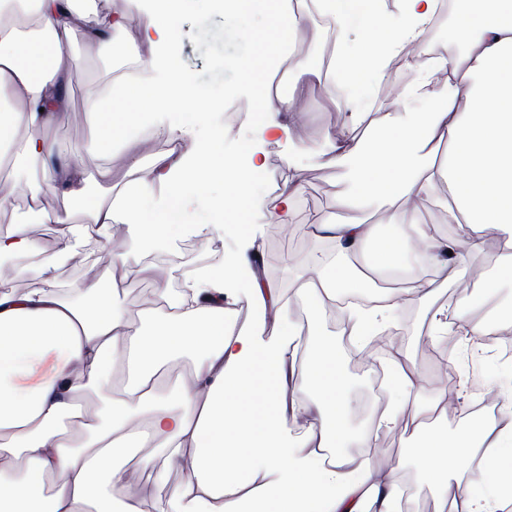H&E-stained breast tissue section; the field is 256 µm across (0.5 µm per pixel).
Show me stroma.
Masks as SVG:
<instances>
[{"instance_id":"stroma-1","label":"stroma","mask_w":512,"mask_h":512,"mask_svg":"<svg viewBox=\"0 0 512 512\" xmlns=\"http://www.w3.org/2000/svg\"><path fill=\"white\" fill-rule=\"evenodd\" d=\"M328 31L321 22H313L312 30L298 52L283 68L288 82H295L300 72L323 55ZM257 40L253 32H244L225 26L222 15L199 5H190L183 16V38L180 64L189 71L197 85L214 94L223 96L225 108L207 113L204 121L207 129L223 131L224 151L233 153L238 135L245 126L229 119L228 108L251 111L254 102L243 79L242 71L234 65L235 59L254 56ZM71 74V113L65 123L52 126L45 131L47 138L70 145L83 166L97 172L112 169L122 173L128 170L125 151L121 144H113L111 155H104L87 146V134L94 121L92 101L105 87L117 66L114 57L101 54L87 43L82 35H74L65 49ZM416 73L410 65L395 68L385 76L374 80L363 116L347 112L344 105L329 108L317 78H310L309 85L301 96L307 127L294 132L287 143L265 145L267 181L261 188L263 203L253 211L251 221L259 229L260 245H267L270 236H277L281 248L274 264L265 265V283L278 288L284 300L292 302V285L299 270L295 264L300 250L291 235L281 232L278 225L267 223L266 210L273 206L278 188L289 174V163L304 168L301 188L296 197L293 222L306 224L312 212L336 214L339 196L347 184L340 171L308 156L310 137L322 132L340 137L352 132L359 136L375 134L376 120L395 115L405 81L415 80ZM237 243L233 231H220L209 227L200 235L182 233L170 237L165 252L170 260L164 263L167 283H174V274L182 270L181 263L186 251H193L194 259L203 263L208 259L232 250ZM503 241L495 237L485 240L484 252L472 260V276L464 282L448 281L441 290L439 301L449 311L471 304L478 289L484 288L493 273L495 258L504 251ZM152 251H142L136 261L121 272L122 284L118 286L119 302L123 308L139 312L155 304L152 283L141 279L138 269L154 264ZM512 305V284L502 283L493 298L477 307L474 318L483 326L493 327L494 335H466L461 323L449 319L453 351L446 359L432 357V349L438 348L441 338L430 335L423 329L431 312L428 304L419 301L406 302L405 307L413 313V320L402 334L389 339L386 347H376L363 354L356 369H350L352 403H359L363 392L377 389L384 407H391L393 398L387 385L376 382L377 366H389L397 362L409 366L414 374V388L421 397L437 401L446 413L449 430L467 426L471 420L500 421L512 412V357L501 355L506 342H512V320L503 319L501 311ZM356 411H349L347 427L349 440L342 444L344 454L364 461L373 473L395 472L404 484L412 486L415 496L423 501V512H434V495L428 487H416L418 463L404 452V439L399 430L376 421L373 429L379 437L375 448H357L351 439L369 427L356 419Z\"/></svg>"}]
</instances>
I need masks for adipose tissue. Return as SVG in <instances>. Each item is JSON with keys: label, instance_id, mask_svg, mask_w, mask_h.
I'll list each match as a JSON object with an SVG mask.
<instances>
[{"label": "adipose tissue", "instance_id": "1", "mask_svg": "<svg viewBox=\"0 0 512 512\" xmlns=\"http://www.w3.org/2000/svg\"><path fill=\"white\" fill-rule=\"evenodd\" d=\"M399 13L377 0H312L341 38L331 68L353 75L351 100L362 105L373 78L383 76L387 51L420 43L437 0H401ZM184 0H114L102 11L79 0H0V167L39 170L43 182L86 205L104 236L128 225L107 276L77 284L56 278L80 233L69 212H47L30 193L26 220L0 235V258L31 255L37 290L10 285L0 268V512H146L130 482L154 471L151 447L188 472L156 512H401L403 490L340 453L346 438L347 378L336 343L318 340L303 361L294 342L300 330L277 289L255 270L258 238L249 217L262 201L266 172L262 143L290 139L300 116L298 91L272 95L273 68L284 65L309 31V14L289 0H209L225 24L261 33V53L242 66L258 105L251 132L224 154L223 133L197 129L192 104L220 110L221 97L197 89L176 68ZM451 38L461 54L415 64L401 111L382 120L380 136L330 140L319 159L343 171L344 211L364 203L386 207L392 231L376 238L366 221L315 212L313 238L337 255L368 253L375 265L395 267L404 256L428 266L431 278L413 289L434 304L438 277L470 275L487 235L504 239L494 262L496 282H512V0H458ZM366 30L365 41L349 33ZM104 53L121 49L125 68L93 105L90 138L134 155L133 128L151 129L172 144L135 176H122L116 196L89 197L93 178L45 128L67 119L69 73L63 57L75 33ZM29 131L18 139V127ZM446 146L436 161L437 146ZM220 184L223 197L207 194ZM445 188L453 239L430 234L417 216ZM207 205L216 223L234 226L241 241L218 266L187 279L169 308L131 314L116 303V269L177 231L204 232L188 217ZM58 224L52 251L33 239L32 224ZM363 276L319 261L299 277L295 296L319 316L341 292L359 289ZM255 309L248 330L224 323L239 296ZM185 360L189 380L164 390L170 367ZM413 378L398 368L401 400L388 425L407 434L423 461L419 479L435 489L438 512H512V421H476L459 432L437 418L438 403L411 396ZM97 408H89V398ZM302 435H292L298 416ZM121 499H114V491Z\"/></svg>", "mask_w": 512, "mask_h": 512}]
</instances>
